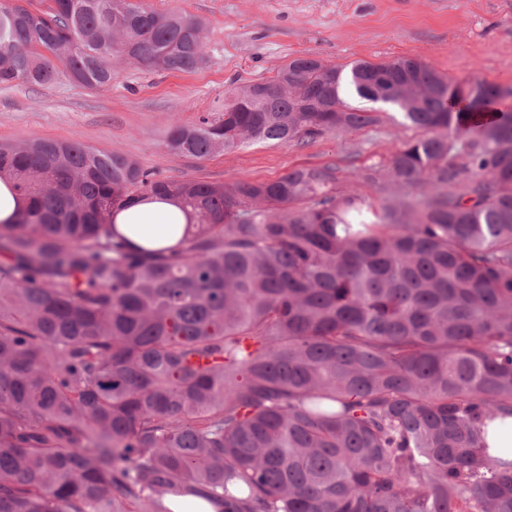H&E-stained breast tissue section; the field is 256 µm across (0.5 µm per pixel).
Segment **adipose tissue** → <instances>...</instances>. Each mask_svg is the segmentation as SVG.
<instances>
[{"instance_id": "obj_1", "label": "adipose tissue", "mask_w": 512, "mask_h": 512, "mask_svg": "<svg viewBox=\"0 0 512 512\" xmlns=\"http://www.w3.org/2000/svg\"><path fill=\"white\" fill-rule=\"evenodd\" d=\"M187 221L180 207L154 196L135 199L113 216L116 232L133 247L144 249L178 244Z\"/></svg>"}]
</instances>
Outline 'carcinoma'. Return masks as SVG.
I'll return each mask as SVG.
<instances>
[{"mask_svg":"<svg viewBox=\"0 0 512 512\" xmlns=\"http://www.w3.org/2000/svg\"><path fill=\"white\" fill-rule=\"evenodd\" d=\"M0 0V86L112 83L126 56L205 61L203 23L143 0ZM414 58L307 56L174 123L173 152L421 130L356 181L155 179L118 153L0 142L28 200L0 224V512H512V112ZM386 106L396 114L355 104ZM168 195L180 245L112 214ZM485 439L491 455L512 461V416L487 421Z\"/></svg>","mask_w":512,"mask_h":512,"instance_id":"obj_1","label":"carcinoma"}]
</instances>
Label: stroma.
I'll return each mask as SVG.
<instances>
[{"label":"stroma","instance_id":"35a3bbf8","mask_svg":"<svg viewBox=\"0 0 512 512\" xmlns=\"http://www.w3.org/2000/svg\"><path fill=\"white\" fill-rule=\"evenodd\" d=\"M202 20L205 63L158 74L113 62L110 86L61 81L0 88V141L78 142L137 160L156 177L231 183L274 181L300 165H334L341 185L385 163L415 129L386 121L344 135L249 144L207 160L172 153V121L195 122L237 85L272 79L293 58L329 64L412 57L456 80L512 88V0H146Z\"/></svg>","mask_w":512,"mask_h":512}]
</instances>
